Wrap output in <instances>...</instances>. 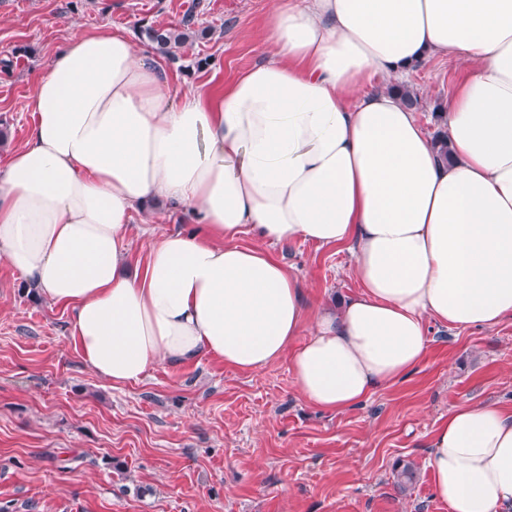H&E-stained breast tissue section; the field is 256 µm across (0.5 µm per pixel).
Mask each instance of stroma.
I'll return each instance as SVG.
<instances>
[{
	"mask_svg": "<svg viewBox=\"0 0 512 512\" xmlns=\"http://www.w3.org/2000/svg\"><path fill=\"white\" fill-rule=\"evenodd\" d=\"M274 0H0V157L22 145L35 78L75 34L96 28L188 27L163 56L174 91H212L267 60L261 25ZM460 64L435 57L411 71L427 133ZM127 258L143 266L154 237L196 230L164 203L135 213ZM273 254L309 307L358 293L344 246L298 241ZM70 315L0 262V512H448L428 468L430 437L450 409L494 401L512 410V318L495 327L428 326L424 362L365 404L307 405L288 359L240 371L202 356L153 365L119 387L94 374L69 339ZM417 481L400 493L396 463Z\"/></svg>",
	"mask_w": 512,
	"mask_h": 512,
	"instance_id": "stroma-1",
	"label": "stroma"
}]
</instances>
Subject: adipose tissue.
Wrapping results in <instances>:
<instances>
[{"mask_svg": "<svg viewBox=\"0 0 512 512\" xmlns=\"http://www.w3.org/2000/svg\"><path fill=\"white\" fill-rule=\"evenodd\" d=\"M263 32L271 57L220 94L173 93L126 31L71 37L0 165V260L70 311L113 385L285 357L305 402L342 412L421 365L428 323L512 317V0H276ZM434 56L467 64L444 160L390 89ZM160 201L209 236L167 234L129 270L133 214ZM299 240L352 251L340 309H309L269 252ZM431 446L449 512H512V412L454 407Z\"/></svg>", "mask_w": 512, "mask_h": 512, "instance_id": "adipose-tissue-1", "label": "adipose tissue"}]
</instances>
